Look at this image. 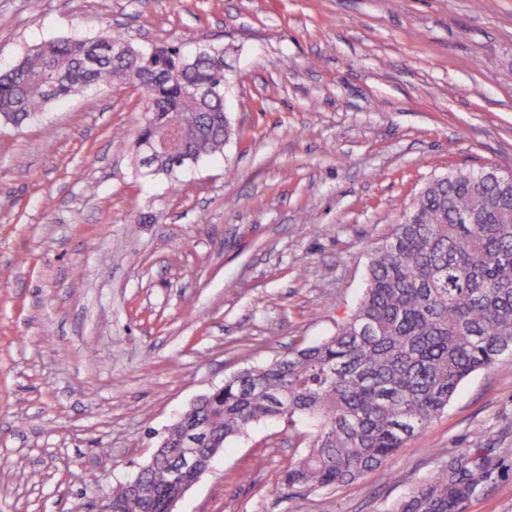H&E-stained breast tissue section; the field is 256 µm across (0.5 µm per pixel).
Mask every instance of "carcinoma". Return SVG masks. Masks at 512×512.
<instances>
[{
	"label": "carcinoma",
	"instance_id": "obj_1",
	"mask_svg": "<svg viewBox=\"0 0 512 512\" xmlns=\"http://www.w3.org/2000/svg\"><path fill=\"white\" fill-rule=\"evenodd\" d=\"M135 84L149 98L139 139L168 128L178 151L158 173L183 159L224 155L240 132L224 112V47L158 53L120 29L94 38L63 37L29 48L0 72V125L20 126L87 88ZM512 356V183L480 185L457 169L429 181L400 223L371 252L362 297L336 332L269 363L245 369L219 393L199 399L170 425L169 446L202 426L207 465L228 440L279 417L301 426L307 446L283 473L288 487L321 490L353 483L384 466L442 414L461 383ZM441 473L406 501L402 512H453L478 481ZM170 481L167 451L132 490L109 489L116 512H163Z\"/></svg>",
	"mask_w": 512,
	"mask_h": 512
}]
</instances>
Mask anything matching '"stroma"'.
Wrapping results in <instances>:
<instances>
[{
	"label": "stroma",
	"mask_w": 512,
	"mask_h": 512,
	"mask_svg": "<svg viewBox=\"0 0 512 512\" xmlns=\"http://www.w3.org/2000/svg\"><path fill=\"white\" fill-rule=\"evenodd\" d=\"M117 27L223 45L243 137L138 169L133 85L0 126V512H99L198 397L335 333L427 182L512 170V0H0V70ZM295 451L253 426L179 512H398L465 453L489 474L455 512H512V357L359 481L285 487Z\"/></svg>",
	"instance_id": "obj_1"
}]
</instances>
